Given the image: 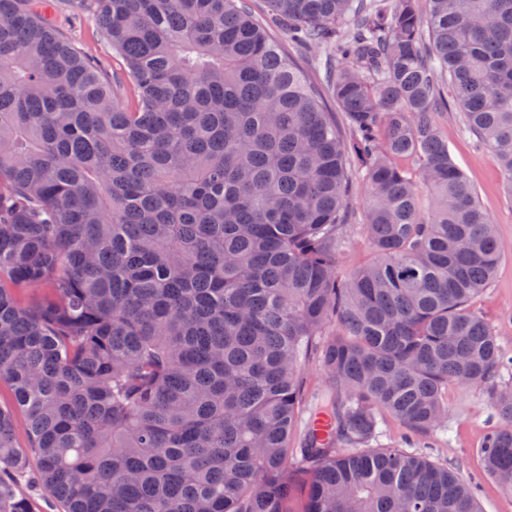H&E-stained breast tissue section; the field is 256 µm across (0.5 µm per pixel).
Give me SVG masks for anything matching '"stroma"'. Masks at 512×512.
<instances>
[{"label":"stroma","instance_id":"stroma-1","mask_svg":"<svg viewBox=\"0 0 512 512\" xmlns=\"http://www.w3.org/2000/svg\"><path fill=\"white\" fill-rule=\"evenodd\" d=\"M58 21L79 47L88 54L107 60L113 72H121L123 62L114 57L96 34L90 16L66 12ZM439 130L448 142L455 164L471 181L482 209L496 224L501 259L492 283L472 302L491 325L501 347L512 354V198L502 188V175L487 146L475 144L464 126L460 110L439 112ZM448 421L453 428L450 441H437L425 454L440 466L479 483L478 500L482 512H512V491L488 478L482 469L478 448L484 432L494 419L488 396L476 388L452 385L448 388Z\"/></svg>","mask_w":512,"mask_h":512}]
</instances>
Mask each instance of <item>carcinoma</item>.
I'll list each match as a JSON object with an SVG mask.
<instances>
[{
	"label": "carcinoma",
	"instance_id": "carcinoma-1",
	"mask_svg": "<svg viewBox=\"0 0 512 512\" xmlns=\"http://www.w3.org/2000/svg\"><path fill=\"white\" fill-rule=\"evenodd\" d=\"M266 2L329 51L323 83L249 0H0V512H38L29 486L61 512H288L301 474L303 512H481L454 471L373 447L384 414L420 445L448 430L467 382L512 487V356L471 309L498 232L435 121L446 72L512 194V0ZM359 179L375 259L346 274ZM58 22L79 47L88 54L107 60L110 70L114 73H121L123 62L117 57H112L111 49L97 37L94 19L89 15L74 14L70 11L58 15Z\"/></svg>",
	"mask_w": 512,
	"mask_h": 512
}]
</instances>
